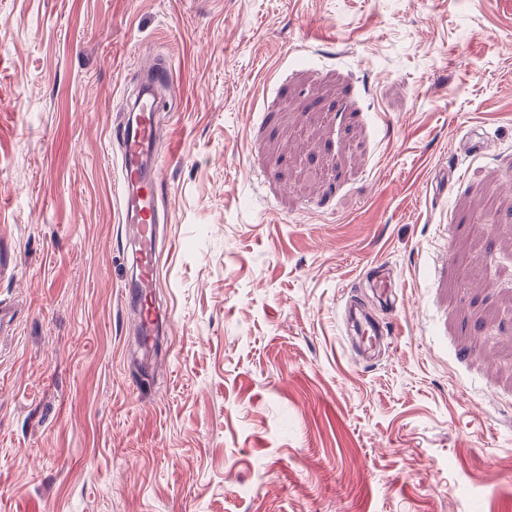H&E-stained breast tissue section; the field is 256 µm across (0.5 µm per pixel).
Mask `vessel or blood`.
<instances>
[{
    "label": "vessel or blood",
    "instance_id": "obj_1",
    "mask_svg": "<svg viewBox=\"0 0 512 512\" xmlns=\"http://www.w3.org/2000/svg\"><path fill=\"white\" fill-rule=\"evenodd\" d=\"M148 81L137 95L136 111L125 112L116 139L122 209L126 226L124 249L132 261V274L124 283V298L137 314V332L149 336L165 321L154 302L159 279V248L167 242V217L158 208L162 166L157 158L159 140L157 88L170 83V69L154 65ZM351 322L364 350H372L381 341L382 331L374 320L353 315Z\"/></svg>",
    "mask_w": 512,
    "mask_h": 512
}]
</instances>
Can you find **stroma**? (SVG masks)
Wrapping results in <instances>:
<instances>
[{"mask_svg": "<svg viewBox=\"0 0 512 512\" xmlns=\"http://www.w3.org/2000/svg\"><path fill=\"white\" fill-rule=\"evenodd\" d=\"M158 61L141 378L114 128ZM0 253V512H512V0H0ZM354 325L355 335L365 352H368L380 343L382 331L374 320L354 313L351 318V325Z\"/></svg>", "mask_w": 512, "mask_h": 512, "instance_id": "stroma-1", "label": "stroma"}]
</instances>
